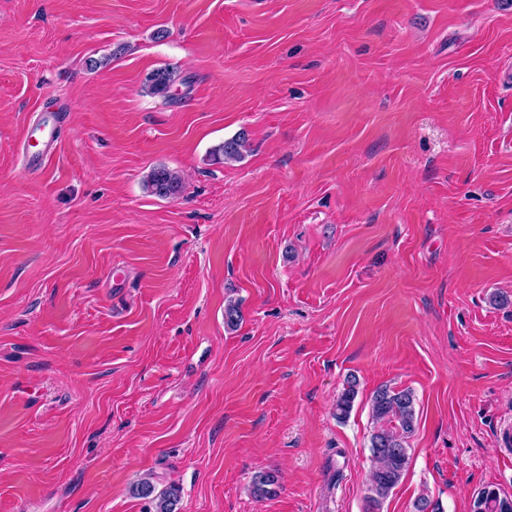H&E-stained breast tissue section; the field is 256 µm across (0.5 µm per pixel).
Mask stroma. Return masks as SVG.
<instances>
[{"mask_svg": "<svg viewBox=\"0 0 512 512\" xmlns=\"http://www.w3.org/2000/svg\"><path fill=\"white\" fill-rule=\"evenodd\" d=\"M508 72L512 0H0V512H366L382 385L380 512L512 495ZM62 129V122L57 114L53 116L45 115L32 129L31 138H35L41 146L37 153L27 154L26 167L28 172L37 170L43 159L52 153ZM39 132L40 138L37 139L35 134ZM246 144V135L244 133H239L235 137L225 140L222 144L215 147L211 152V157L213 158V161H216V163L236 161L241 159ZM148 188L158 197L175 198L183 191V181L176 171L158 167L150 175ZM372 415L377 427L370 437L373 458L368 512L381 509L382 501L402 479L409 457L406 438L415 427L414 395L411 390L379 387L372 397ZM279 485V477L276 473L261 472L254 476L251 492L255 499L261 501L275 495ZM155 487L149 478H144L136 485L134 493L144 499H150L153 505L152 512H177L179 502V489L170 486L159 495H154Z\"/></svg>", "mask_w": 512, "mask_h": 512, "instance_id": "obj_1", "label": "stroma"}]
</instances>
